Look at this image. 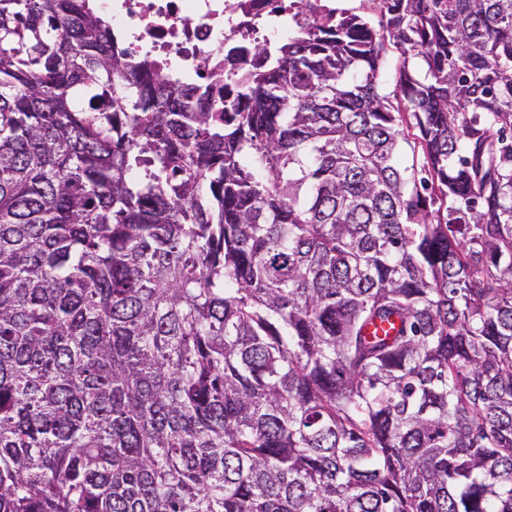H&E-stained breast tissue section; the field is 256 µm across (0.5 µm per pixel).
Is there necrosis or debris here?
<instances>
[{"instance_id": "4bbe7bcc", "label": "necrosis or debris", "mask_w": 512, "mask_h": 512, "mask_svg": "<svg viewBox=\"0 0 512 512\" xmlns=\"http://www.w3.org/2000/svg\"><path fill=\"white\" fill-rule=\"evenodd\" d=\"M115 37L158 65L160 77L186 86L223 70L224 50L286 37L302 16L335 12L331 0H96Z\"/></svg>"}]
</instances>
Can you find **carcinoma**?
Segmentation results:
<instances>
[{"label": "carcinoma", "mask_w": 512, "mask_h": 512, "mask_svg": "<svg viewBox=\"0 0 512 512\" xmlns=\"http://www.w3.org/2000/svg\"><path fill=\"white\" fill-rule=\"evenodd\" d=\"M376 8L186 89L0 0V512H512V0Z\"/></svg>", "instance_id": "cac0c4a2"}]
</instances>
